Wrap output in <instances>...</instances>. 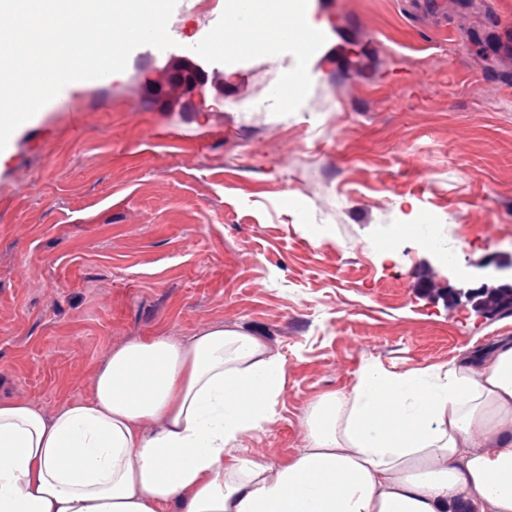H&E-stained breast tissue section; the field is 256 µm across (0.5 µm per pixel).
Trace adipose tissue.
<instances>
[{
	"label": "adipose tissue",
	"instance_id": "1",
	"mask_svg": "<svg viewBox=\"0 0 512 512\" xmlns=\"http://www.w3.org/2000/svg\"><path fill=\"white\" fill-rule=\"evenodd\" d=\"M249 16L225 52L288 25L272 0ZM284 374L257 337L214 326L112 348L91 397L54 415L0 402V512H512V342L431 372L367 368L311 404L288 463L233 455Z\"/></svg>",
	"mask_w": 512,
	"mask_h": 512
}]
</instances>
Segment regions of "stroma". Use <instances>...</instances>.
Instances as JSON below:
<instances>
[{
    "mask_svg": "<svg viewBox=\"0 0 512 512\" xmlns=\"http://www.w3.org/2000/svg\"><path fill=\"white\" fill-rule=\"evenodd\" d=\"M305 0L311 54L217 64L157 92L167 60L72 88L0 151V401L88 398L110 348L224 326L259 337L284 392L242 454L282 464L312 402L371 365L447 367L512 336L466 296L512 265V0ZM212 16L179 0L188 58ZM276 109L248 111L286 75ZM457 268L448 278L439 255Z\"/></svg>",
    "mask_w": 512,
    "mask_h": 512,
    "instance_id": "obj_1",
    "label": "stroma"
}]
</instances>
